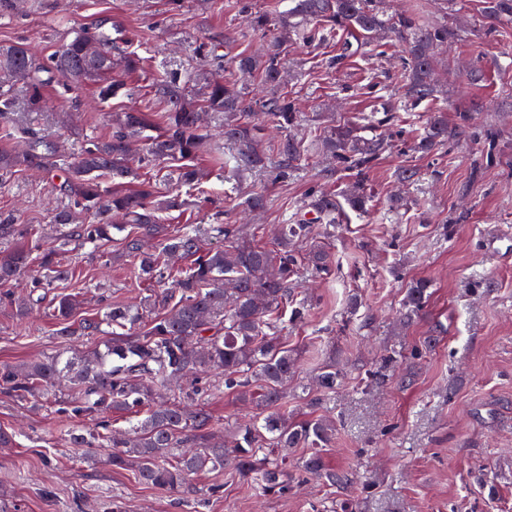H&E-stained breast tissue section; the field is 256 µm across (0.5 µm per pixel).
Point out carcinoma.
I'll return each instance as SVG.
<instances>
[{
  "label": "carcinoma",
  "mask_w": 512,
  "mask_h": 512,
  "mask_svg": "<svg viewBox=\"0 0 512 512\" xmlns=\"http://www.w3.org/2000/svg\"><path fill=\"white\" fill-rule=\"evenodd\" d=\"M290 2L286 11L241 2L243 36L263 41L265 48L235 52L224 41V65L206 83L203 105L188 94L194 71L169 72L155 86V94L166 104L161 122L135 108L119 112L112 116L111 136L90 138L74 151L39 123L19 117L49 111L45 88L56 78L69 90L96 82L97 98L105 104L125 89L123 82L112 78V70L134 71L140 57L120 50L105 21L77 32L43 63L36 62L34 48L26 42L0 48V138L27 143L22 152L0 150V172L19 166L58 171L64 176L59 188L67 200L53 216L65 231L46 249L34 225L19 224L14 215L0 213V244L30 241L26 248L0 255V284L25 278L29 287L22 295L4 291L0 303L15 309L21 319L39 311L46 292L72 274L64 262L71 245L102 247L111 241L112 231H122L128 224L142 229L139 237L126 236L125 244L127 255L137 260L138 275L168 284L134 304L117 303L83 320L84 335H103L106 340L78 358L62 352L24 366L1 363L0 390L21 401L36 400L50 394L59 381H67L74 398L60 401L59 413L94 422L92 429L70 428L72 447L84 452L109 448L112 467H132L142 483L171 495L190 493L195 477L226 469L261 494L283 492L288 489L291 448L312 449L301 461L304 473L331 486L350 481L349 473L325 467L320 455L336 431L335 422L326 417L295 421L275 411L261 424L234 428L232 447L226 448L213 431L210 413L186 406L212 391L207 375L213 371L224 376V389L242 400L258 387L266 405L281 404L297 359L280 341L276 315L291 302L289 321L305 319L307 305L293 300V282L306 266L315 272L329 270L331 260L320 249L304 257L296 243L309 238L318 225L336 223V195L310 190L304 207L313 217L307 219L303 210H296L280 225L271 248L254 245L234 224H182L166 234L163 223L187 205L182 188L190 190L201 179L195 160L211 146L201 119L204 110L222 116L224 144L232 148L224 155V168L238 176L261 174L271 184L288 181L299 169L307 149L288 134L300 125L301 113L285 79L288 42L294 36L322 45L339 41L346 33L362 46L393 40L402 46L405 92L384 100V117L370 115L342 124L332 120L318 138L322 153L331 160L324 177H351L347 203L356 212L364 211L365 171L389 147L376 134L365 136L364 129L392 122L394 113L413 112L438 96L435 71L450 32L446 25H425L412 13L390 11L387 0ZM483 17L490 29L512 19V0H485ZM225 71L258 78L261 94L249 95L228 80ZM268 124L284 133L273 155L264 146ZM453 136L445 113L433 110L415 148L429 154ZM135 137L143 141L139 166L169 159L180 162L174 189L162 193L148 181L135 188L126 185L135 175ZM266 203L264 192L251 191L240 206L256 211ZM176 256L189 259L190 266L173 269ZM430 288L427 279L411 282L402 300L406 321L424 311ZM76 306L75 298L58 295L47 307L45 315L55 321L57 335H74L70 319ZM339 380L335 366H323L317 376L321 394L333 392ZM173 384L178 385V395L168 402L156 401L157 391ZM113 411L129 414L128 428L110 430Z\"/></svg>",
  "instance_id": "1"
}]
</instances>
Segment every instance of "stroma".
Listing matches in <instances>:
<instances>
[{
    "label": "stroma",
    "instance_id": "stroma-1",
    "mask_svg": "<svg viewBox=\"0 0 512 512\" xmlns=\"http://www.w3.org/2000/svg\"><path fill=\"white\" fill-rule=\"evenodd\" d=\"M238 0H185L172 12L168 0H16L0 16V46L29 42L38 60L62 49L79 30L107 21L132 37L142 68L125 74L129 95L100 105L94 83L69 91L52 82L47 95L67 145L112 133V115L130 107L156 109L152 89L158 76L175 68L210 73L196 59L198 44L224 52L225 33L243 30ZM392 8L414 11L422 20H447L453 34L438 72V104L449 126L466 124L459 140L430 154L414 150L425 112L407 115L405 140L394 143L366 173L365 213L341 206L335 224L300 244L302 252L325 248L329 272L299 278L298 299L309 312L286 324L283 343L297 359V372L282 403L290 417L330 415L336 435L321 452L326 467L349 471L351 484L336 489L302 472L305 449L293 452L288 490L256 493L229 472L197 478V491L179 499L148 487L134 470H112L102 451L68 447L67 421L54 399L17 401L0 392V432L12 437L0 446V512H512V20L493 30L483 25V0H390ZM342 48L298 42L288 49L289 90L305 117L307 135L327 117L346 121L380 110L371 93L401 91V48L358 49L339 67L326 64ZM213 150L197 161L207 174L192 195L193 206L172 212L170 224L241 223L255 243L272 246L283 219L303 205L311 188L342 194L345 186L324 182L322 157L284 185L262 186L238 178L222 165L220 121L204 114ZM416 169L420 180L404 187L400 169ZM52 174L16 169L0 177V213L19 223L40 225L43 246L56 235L52 215L64 197ZM264 188L266 211L240 219L241 193ZM77 269L62 292L80 302L77 318L99 313L100 295L113 301L143 296L148 286L122 254L120 239L97 252L77 250ZM482 277L486 289L469 282ZM434 287L425 313L400 323L399 311L412 280ZM434 337V347L402 363L397 375L372 378L393 349L406 350ZM96 342L57 336L51 320L17 318L0 305V363L31 361L60 351L82 353ZM336 365L342 379L335 392L319 396L314 376ZM215 429L259 421L268 410L258 400L214 391L204 399ZM220 483L218 496L203 489Z\"/></svg>",
    "mask_w": 512,
    "mask_h": 512
}]
</instances>
